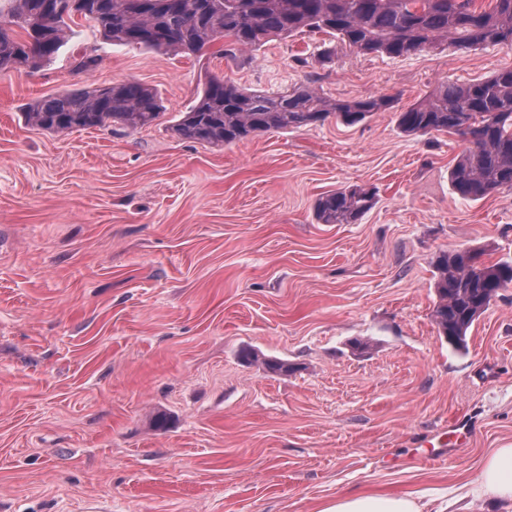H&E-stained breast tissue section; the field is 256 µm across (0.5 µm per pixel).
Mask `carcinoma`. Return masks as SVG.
<instances>
[{"instance_id": "1", "label": "carcinoma", "mask_w": 512, "mask_h": 512, "mask_svg": "<svg viewBox=\"0 0 512 512\" xmlns=\"http://www.w3.org/2000/svg\"><path fill=\"white\" fill-rule=\"evenodd\" d=\"M94 23L112 44L168 52L234 57L273 38L324 35L351 51L400 57L438 48L512 49V0H0V71L33 70L54 59L69 23ZM390 96L327 100L309 87L276 95L241 88L222 76L206 78L199 100L172 131L200 144L222 146L259 133L301 128L336 116L354 125L395 108ZM163 112L157 91L138 83L71 89L29 103L25 121L51 133L118 126L136 130ZM406 134L444 132L468 146L450 170L464 200L512 191V68L464 84L439 86L427 101L399 112ZM375 204L373 191L345 187L323 193L315 213L323 224H354ZM479 248L443 250L432 260L433 321L449 344L462 347L468 330L499 291L512 285V260L483 259ZM242 358L276 375L297 367L248 348Z\"/></svg>"}]
</instances>
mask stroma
<instances>
[{
	"mask_svg": "<svg viewBox=\"0 0 512 512\" xmlns=\"http://www.w3.org/2000/svg\"><path fill=\"white\" fill-rule=\"evenodd\" d=\"M92 48L99 67L75 71ZM509 68L498 46L393 58L323 36L156 53L80 19L53 61L1 72L0 512H320L352 490L488 512L469 490L512 444V287L457 351L433 322L431 260L512 258V192L460 199L463 139L405 134L395 111L223 146L171 126L210 73L405 109ZM124 81L159 93L153 125L24 122L37 98ZM356 185L374 207L319 223L317 198ZM249 347L298 370L247 364ZM452 426L466 445L436 451Z\"/></svg>",
	"mask_w": 512,
	"mask_h": 512,
	"instance_id": "35a3bbf8",
	"label": "stroma"
}]
</instances>
